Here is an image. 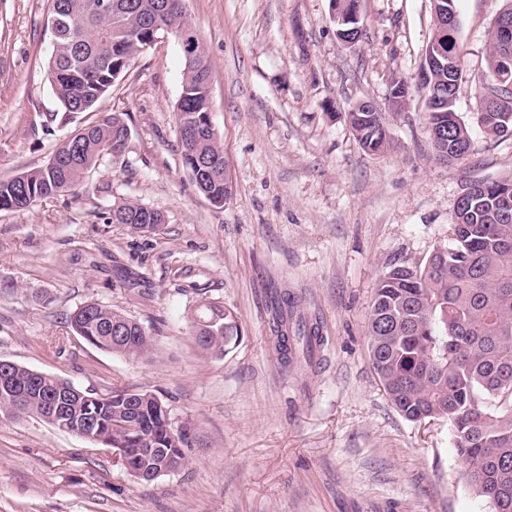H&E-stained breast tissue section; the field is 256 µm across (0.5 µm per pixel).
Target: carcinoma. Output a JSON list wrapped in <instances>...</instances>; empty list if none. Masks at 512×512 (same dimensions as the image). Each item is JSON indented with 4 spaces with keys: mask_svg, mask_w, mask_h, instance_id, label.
I'll list each match as a JSON object with an SVG mask.
<instances>
[{
    "mask_svg": "<svg viewBox=\"0 0 512 512\" xmlns=\"http://www.w3.org/2000/svg\"><path fill=\"white\" fill-rule=\"evenodd\" d=\"M50 84L62 114L95 112L103 98L127 74L148 40L171 25L192 27L182 0H51ZM431 40L461 63L459 20L436 27ZM512 52V28L493 30L487 51L488 76L498 71L503 51ZM211 61L206 51L185 60L176 125L191 121L204 132L197 141L179 139L183 163L196 158L209 168L199 188L209 198L224 199V148L205 131L211 114L207 91ZM501 110L476 113L490 137L503 136L504 111L512 112V90H504ZM348 122L361 147L383 151L389 141L387 113L350 112ZM429 129H438L432 147L438 160L463 162L470 153L468 124L456 112L427 110ZM127 124L112 112L86 124L61 141L59 164L0 178V210L23 211L33 203L71 190L109 154ZM472 203L455 213L451 240L438 247L422 266H397L375 289L368 320L369 360L390 402L407 420L444 419L451 426L462 476L494 512H512V177L470 185ZM108 223L139 230L165 223L162 212L126 200L116 204ZM295 299L279 294L273 320L282 348L310 357L323 341L316 324L294 315ZM199 317L214 321L215 332L198 347L210 355L227 353L239 338L233 313L220 301L203 303ZM125 340L112 338V327ZM74 333L99 350L144 357L154 338L138 321L110 306L89 303L70 317ZM22 396L0 391V413L46 417V404L60 403L70 420L89 419L98 436L126 449L143 470L144 482L168 461L188 465L186 449L195 436L186 424L164 413L158 396L129 389L99 395L79 394L52 375L17 363L10 367ZM131 416L136 428L117 429L118 413Z\"/></svg>",
    "mask_w": 512,
    "mask_h": 512,
    "instance_id": "carcinoma-1",
    "label": "carcinoma"
}]
</instances>
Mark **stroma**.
<instances>
[{
	"label": "stroma",
	"instance_id": "obj_1",
	"mask_svg": "<svg viewBox=\"0 0 512 512\" xmlns=\"http://www.w3.org/2000/svg\"><path fill=\"white\" fill-rule=\"evenodd\" d=\"M506 0H458L465 74L455 109L471 124L461 163L435 159L421 92L390 121L379 154L347 121L361 100L387 108L415 82L432 32L430 0H361L362 36H336L330 0H186L212 62V120L230 200L197 192L174 106L185 68L173 35L131 64L100 103L130 137L66 195L0 212V359L100 395L164 400L198 434L189 466L142 483L110 448L37 417L0 416V512H493L463 480L446 420L412 422L367 357L379 279L425 263L453 232L472 183L512 175V137L474 124L485 55ZM49 0H0V177L47 164L90 114L49 121ZM133 199L167 218L137 233L107 223ZM317 322L312 359L285 360L272 325L279 292ZM223 302L241 339L202 352L193 320ZM112 306L155 338L148 357L74 336L71 312Z\"/></svg>",
	"mask_w": 512,
	"mask_h": 512
}]
</instances>
